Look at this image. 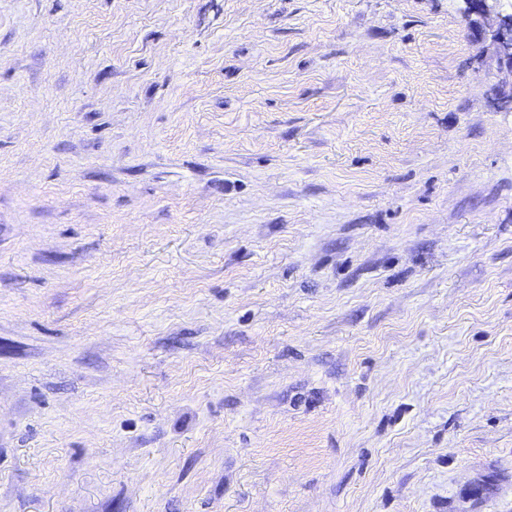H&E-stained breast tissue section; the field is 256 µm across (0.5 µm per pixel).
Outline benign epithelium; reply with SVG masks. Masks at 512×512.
<instances>
[{"instance_id": "1", "label": "benign epithelium", "mask_w": 512, "mask_h": 512, "mask_svg": "<svg viewBox=\"0 0 512 512\" xmlns=\"http://www.w3.org/2000/svg\"><path fill=\"white\" fill-rule=\"evenodd\" d=\"M466 24L481 38L490 39L508 77L497 85L500 103L512 99V13L503 9L502 0H458Z\"/></svg>"}]
</instances>
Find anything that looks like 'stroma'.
<instances>
[{"label":"stroma","instance_id":"1","mask_svg":"<svg viewBox=\"0 0 512 512\" xmlns=\"http://www.w3.org/2000/svg\"><path fill=\"white\" fill-rule=\"evenodd\" d=\"M456 0H0V512H512V110Z\"/></svg>","mask_w":512,"mask_h":512}]
</instances>
